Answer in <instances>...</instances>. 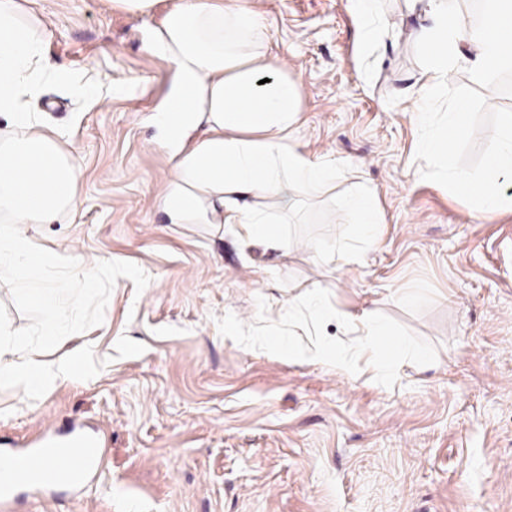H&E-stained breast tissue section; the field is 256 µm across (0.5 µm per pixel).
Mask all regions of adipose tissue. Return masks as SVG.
<instances>
[{"instance_id":"obj_1","label":"adipose tissue","mask_w":512,"mask_h":512,"mask_svg":"<svg viewBox=\"0 0 512 512\" xmlns=\"http://www.w3.org/2000/svg\"><path fill=\"white\" fill-rule=\"evenodd\" d=\"M407 2L429 21L416 34L428 65L417 81L414 100L418 150L437 163L432 170H415L414 177L440 180L477 217L511 213L512 193L499 189L498 182L512 174V115L481 175L462 177L452 138L464 125L469 102L449 99L448 77L463 63L479 76L512 66V54L501 44L512 37V0H487L483 26L472 25L456 0ZM377 3L350 0L355 49L364 61L385 27ZM490 23L497 25L498 39L487 38ZM50 37L17 0H0V116L17 130L0 137V270L57 267L59 256L43 249L27 227L53 223L75 205L81 167L28 110L47 84L72 79L49 59ZM147 47L174 67L170 91L151 116L169 156L170 177L161 196L169 223L235 224L249 236L278 242L277 225L251 205V198L269 197L287 210L298 194L320 193L340 171L310 156L292 135L302 92L280 57L271 53L268 25L243 0H173L161 24L151 29ZM347 206L355 216L353 237L365 246L377 245L381 216L375 191L361 186ZM73 288L70 279L47 288L27 284V299L44 313L43 340L73 331L72 313L80 302ZM357 330L352 353L323 345L315 349V359L348 373L363 354L390 360L412 352L405 341L391 338L386 324L370 317L358 318ZM89 356V348L83 347L65 360L46 362L22 351L17 338L0 336V384L34 397L54 381L74 375Z\"/></svg>"}]
</instances>
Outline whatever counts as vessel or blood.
<instances>
[{
	"instance_id": "1",
	"label": "vessel or blood",
	"mask_w": 512,
	"mask_h": 512,
	"mask_svg": "<svg viewBox=\"0 0 512 512\" xmlns=\"http://www.w3.org/2000/svg\"><path fill=\"white\" fill-rule=\"evenodd\" d=\"M48 457L57 461L55 470L44 468ZM100 463L95 437L76 429L62 437L43 435L38 447L0 455V512H8L17 487L26 485L38 491L65 485L77 489Z\"/></svg>"
}]
</instances>
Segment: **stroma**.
I'll return each instance as SVG.
<instances>
[{
	"label": "stroma",
	"instance_id": "obj_1",
	"mask_svg": "<svg viewBox=\"0 0 512 512\" xmlns=\"http://www.w3.org/2000/svg\"><path fill=\"white\" fill-rule=\"evenodd\" d=\"M302 90L295 137L313 156L361 170L383 215L379 243L350 234L355 180L300 198L270 245L235 224H172L159 207L169 162L152 124L172 65L146 47L162 13L111 0H31L60 69L112 95L51 83L29 109L82 165L76 206L28 232L53 252L111 267L83 290L75 334L43 344L42 310L0 273V326L48 362L86 345L84 371L34 399L0 385V439L81 427L105 446L99 479L78 498L32 512H512V213L476 218L417 151L409 101L426 68L414 33L426 17L379 0L386 30L364 79L348 0H248ZM469 100L459 170L479 175L512 114V68L449 76ZM356 260L338 261L339 248ZM419 292L406 305L399 291ZM321 295L325 311L304 306ZM372 315L421 350L389 377L313 359L350 345ZM289 338L288 357L248 344Z\"/></svg>",
	"mask_w": 512,
	"mask_h": 512
}]
</instances>
